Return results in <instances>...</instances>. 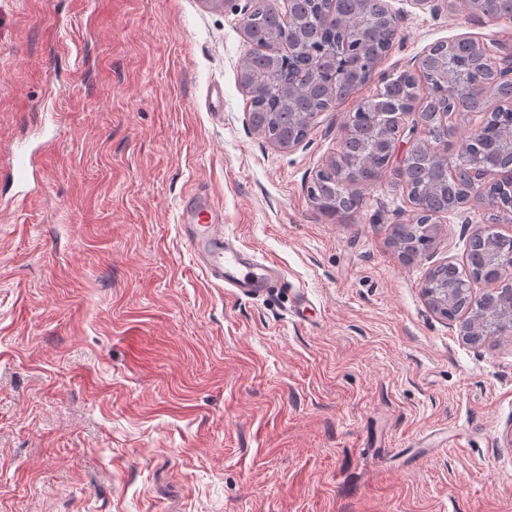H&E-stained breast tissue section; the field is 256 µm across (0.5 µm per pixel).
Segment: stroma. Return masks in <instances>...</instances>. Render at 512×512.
<instances>
[{
    "instance_id": "1",
    "label": "stroma",
    "mask_w": 512,
    "mask_h": 512,
    "mask_svg": "<svg viewBox=\"0 0 512 512\" xmlns=\"http://www.w3.org/2000/svg\"><path fill=\"white\" fill-rule=\"evenodd\" d=\"M389 3L379 75L462 36L512 57V20ZM254 5L0 0V512H512V335L469 342L423 295L512 211L471 198L410 261L394 170L322 214L308 188L380 84L273 145L238 78ZM197 194L285 286L200 269Z\"/></svg>"
}]
</instances>
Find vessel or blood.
Segmentation results:
<instances>
[{
  "instance_id": "obj_1",
  "label": "vessel or blood",
  "mask_w": 512,
  "mask_h": 512,
  "mask_svg": "<svg viewBox=\"0 0 512 512\" xmlns=\"http://www.w3.org/2000/svg\"><path fill=\"white\" fill-rule=\"evenodd\" d=\"M193 218L183 225L184 236L203 269L225 287L244 294H257L281 284L283 277L272 264L259 262L254 254L238 247L229 235L218 230L207 204H194Z\"/></svg>"
}]
</instances>
